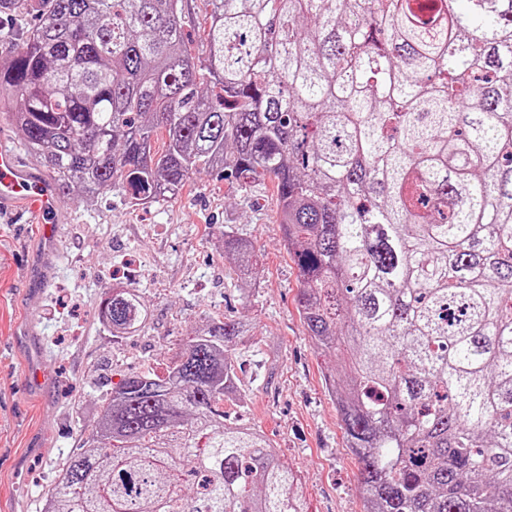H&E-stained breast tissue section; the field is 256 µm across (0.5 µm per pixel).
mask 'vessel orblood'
<instances>
[{
    "label": "vessel or blood",
    "mask_w": 512,
    "mask_h": 512,
    "mask_svg": "<svg viewBox=\"0 0 512 512\" xmlns=\"http://www.w3.org/2000/svg\"><path fill=\"white\" fill-rule=\"evenodd\" d=\"M17 204L29 205L43 227L45 238L58 235L60 211L54 186L0 143V213Z\"/></svg>",
    "instance_id": "obj_1"
}]
</instances>
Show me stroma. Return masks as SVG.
Returning a JSON list of instances; mask_svg holds the SVG:
<instances>
[{
  "label": "stroma",
  "instance_id": "stroma-1",
  "mask_svg": "<svg viewBox=\"0 0 512 512\" xmlns=\"http://www.w3.org/2000/svg\"><path fill=\"white\" fill-rule=\"evenodd\" d=\"M58 204L69 219L57 271L35 303L30 263L42 228L18 210L0 221V512H39L42 486L79 447V420L94 414L113 371L163 370L169 349L207 315L250 326L237 350L247 401L224 410L269 438L298 477L303 512H363L358 465L323 378L332 358L296 311L301 277L282 245L272 185L242 191L204 172L149 207L115 192ZM228 231L250 236L259 255L246 299L224 259ZM115 279L150 304L142 331L118 341L98 319Z\"/></svg>",
  "mask_w": 512,
  "mask_h": 512
}]
</instances>
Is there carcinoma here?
Listing matches in <instances>:
<instances>
[{
	"label": "carcinoma",
	"mask_w": 512,
	"mask_h": 512,
	"mask_svg": "<svg viewBox=\"0 0 512 512\" xmlns=\"http://www.w3.org/2000/svg\"><path fill=\"white\" fill-rule=\"evenodd\" d=\"M41 2L0 114L58 193L274 182L364 512H512V0H206L198 49L183 0ZM224 257L255 263L229 234ZM110 290L100 323L137 334L145 296ZM248 332L206 316L163 374L121 375L40 512H302L224 413Z\"/></svg>",
	"instance_id": "cac0c4a2"
}]
</instances>
